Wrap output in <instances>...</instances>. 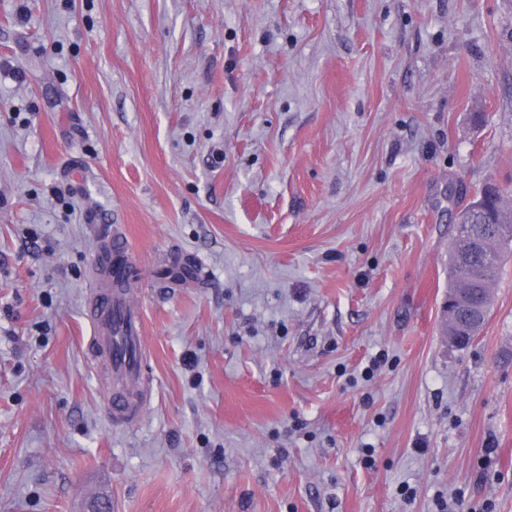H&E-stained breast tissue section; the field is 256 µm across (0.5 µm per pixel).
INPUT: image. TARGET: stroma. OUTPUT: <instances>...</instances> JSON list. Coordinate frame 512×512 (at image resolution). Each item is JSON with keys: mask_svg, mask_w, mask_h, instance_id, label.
Instances as JSON below:
<instances>
[{"mask_svg": "<svg viewBox=\"0 0 512 512\" xmlns=\"http://www.w3.org/2000/svg\"><path fill=\"white\" fill-rule=\"evenodd\" d=\"M489 183L512 0H0V512H512V255L468 347L440 326ZM114 224L122 426L85 318ZM126 236L119 225L101 240L95 264L101 271L94 300L87 315L93 327L90 346L109 368L115 388L107 399L116 423L139 420L141 406L137 392L144 373L142 346L144 326L131 288L113 287L116 276L133 282L135 269L128 257Z\"/></svg>", "mask_w": 512, "mask_h": 512, "instance_id": "35a3bbf8", "label": "stroma"}]
</instances>
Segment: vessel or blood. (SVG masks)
<instances>
[{"mask_svg": "<svg viewBox=\"0 0 512 512\" xmlns=\"http://www.w3.org/2000/svg\"><path fill=\"white\" fill-rule=\"evenodd\" d=\"M95 264L100 276L94 300L87 310L93 327L90 346L107 364L115 382L108 398L113 421L131 423L141 415L137 392L144 373V326L130 290L113 286L116 277H124L127 283L135 278L121 226H113L102 239Z\"/></svg>", "mask_w": 512, "mask_h": 512, "instance_id": "vessel-or-blood-1", "label": "vessel or blood"}]
</instances>
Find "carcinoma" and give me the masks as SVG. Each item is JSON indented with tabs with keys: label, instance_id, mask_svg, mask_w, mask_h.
Returning <instances> with one entry per match:
<instances>
[{
	"label": "carcinoma",
	"instance_id": "1",
	"mask_svg": "<svg viewBox=\"0 0 512 512\" xmlns=\"http://www.w3.org/2000/svg\"><path fill=\"white\" fill-rule=\"evenodd\" d=\"M464 213L471 216V234L465 241L454 240L448 290L453 304L444 309V328L453 338L469 342L486 323L501 258L512 248V208L497 187L487 186Z\"/></svg>",
	"mask_w": 512,
	"mask_h": 512
}]
</instances>
